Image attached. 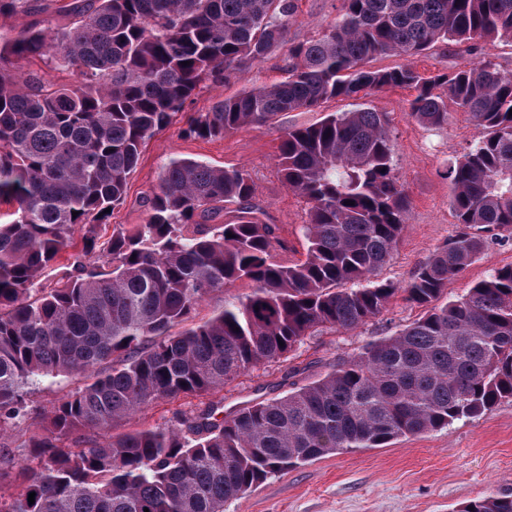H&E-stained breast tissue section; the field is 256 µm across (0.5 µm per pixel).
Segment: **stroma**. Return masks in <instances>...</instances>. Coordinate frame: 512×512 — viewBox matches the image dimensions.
Listing matches in <instances>:
<instances>
[{
  "label": "stroma",
  "instance_id": "35a3bbf8",
  "mask_svg": "<svg viewBox=\"0 0 512 512\" xmlns=\"http://www.w3.org/2000/svg\"><path fill=\"white\" fill-rule=\"evenodd\" d=\"M70 0H50L46 9L29 15L0 18V36L11 38L32 24L47 34L71 20ZM341 0H295V13L281 44L259 61L232 75L227 83H204L173 122L146 140L135 171L128 179L125 200L110 219L131 229L145 223L146 201L155 191L163 168L174 159H191L219 168L246 170L256 186V201L266 223L279 227L290 246L289 261L303 259L302 227L308 221L306 200L288 190L276 164L277 146L284 130L308 126L334 112L371 107L386 113L394 145V173L408 197L399 244L392 259L377 273L393 283L396 294L385 309L365 325L349 330L321 328L306 336L286 358L265 362L247 371L223 391L214 394L225 415L251 404L287 395L324 378L336 366L359 353L371 341L395 335L417 319L420 308L404 298L403 288L432 253L461 231L452 207L454 186L446 174L449 164L468 150L480 131L456 106L448 121L432 128L410 115L416 92L393 88L357 99H331L312 110L280 114L262 127L240 129L220 138L184 137L183 128L197 113L209 111L221 98L284 77L291 44L318 37L335 21ZM487 58L512 71V42L496 40L472 49L470 45H438L414 58L413 67L425 77L453 72ZM485 246L465 271L448 283L449 298L465 294L493 270L512 265V227L485 233ZM85 379L72 375L55 385L40 384L25 394L27 413L0 427L17 459H30L28 438L45 424L53 407ZM205 398L162 399L130 419L117 421L116 434L136 429L182 428L204 408ZM512 494V402L505 401L480 416L462 419L447 428L393 440L382 448H360L330 454L266 480L242 498L228 501L224 512H458L462 504L489 495Z\"/></svg>",
  "mask_w": 512,
  "mask_h": 512
}]
</instances>
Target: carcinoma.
Segmentation results:
<instances>
[{"label": "carcinoma", "instance_id": "obj_1", "mask_svg": "<svg viewBox=\"0 0 512 512\" xmlns=\"http://www.w3.org/2000/svg\"><path fill=\"white\" fill-rule=\"evenodd\" d=\"M28 8L0 0V17ZM294 9V0H95L72 5L77 20L51 37L26 27L0 45V203L15 206L0 224V421L24 411L29 382L112 362L29 439L37 464L18 465L24 490L0 512H224L298 465L512 400V266L439 303L481 254L483 233L512 226V72L489 59L430 79L409 64L368 66L441 43L511 41L512 0H342L322 36L291 47L283 80L216 101L183 134L222 137L329 99L412 85L418 122L444 124L450 102L468 113L482 136L447 169L464 231L403 289L426 313L282 398L222 419L207 404L185 434L142 429L76 451L56 445L82 429L104 434L159 399L212 396L316 327L366 324L395 294L372 277L397 249L408 198L386 113L375 110L333 113L279 142L282 179L309 204L300 263L277 258L288 243L263 220L246 171L189 159L164 169L146 223L99 233L143 143L200 84L265 58ZM51 51L80 84L48 85L12 65ZM238 282L251 293L169 334ZM459 512H512V495Z\"/></svg>", "mask_w": 512, "mask_h": 512}]
</instances>
